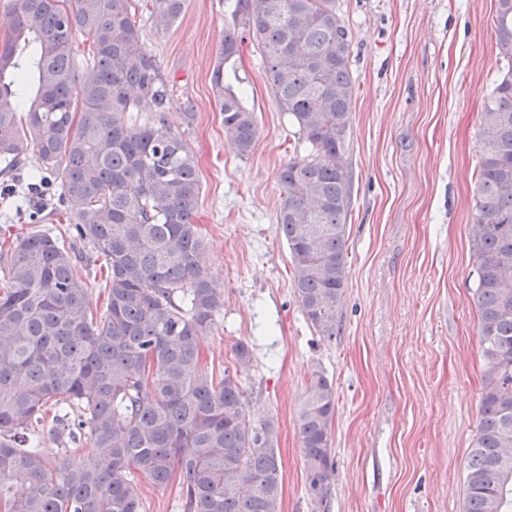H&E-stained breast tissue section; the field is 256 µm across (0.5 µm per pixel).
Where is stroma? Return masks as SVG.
Segmentation results:
<instances>
[{
    "mask_svg": "<svg viewBox=\"0 0 512 512\" xmlns=\"http://www.w3.org/2000/svg\"><path fill=\"white\" fill-rule=\"evenodd\" d=\"M233 0H185L172 25L140 13L146 48L174 95L166 122L183 135L202 184L196 222L221 294L202 337L222 370L237 342L253 420L279 424L281 512H321L305 487L298 412L312 371L336 387L328 512H463L466 461L485 384L475 305L480 112L503 66L496 0H336L352 32L356 85L347 281L336 340L306 323L276 226L295 127L271 95L261 54L238 69L259 137L227 145L212 73Z\"/></svg>",
    "mask_w": 512,
    "mask_h": 512,
    "instance_id": "stroma-1",
    "label": "stroma"
}]
</instances>
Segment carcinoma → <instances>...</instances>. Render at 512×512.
Here are the masks:
<instances>
[{
    "instance_id": "1",
    "label": "carcinoma",
    "mask_w": 512,
    "mask_h": 512,
    "mask_svg": "<svg viewBox=\"0 0 512 512\" xmlns=\"http://www.w3.org/2000/svg\"><path fill=\"white\" fill-rule=\"evenodd\" d=\"M0 50V176L27 190L30 224L0 267V512H142L135 474L179 480L183 512H281L279 425L253 423L234 347L218 376L199 337L222 305L194 217L197 161L164 119L173 85L147 51L136 13L175 22L184 0H13ZM91 40L77 78L73 33ZM506 62L480 113L474 174L476 305L486 382L469 451L464 512H512V0H497ZM261 50L271 93L305 155L280 173L277 229L301 311L332 341L346 279L353 173L347 159L355 95L352 34L336 0H236L224 20L213 84L227 144L240 157L256 113L224 81L241 45ZM154 113L138 122L136 113ZM41 165L27 168L29 152ZM66 215L43 229L46 199ZM107 271L97 318L84 278ZM336 389L313 371L298 413L307 492L327 506ZM49 433L91 449L98 467L50 464Z\"/></svg>"
}]
</instances>
